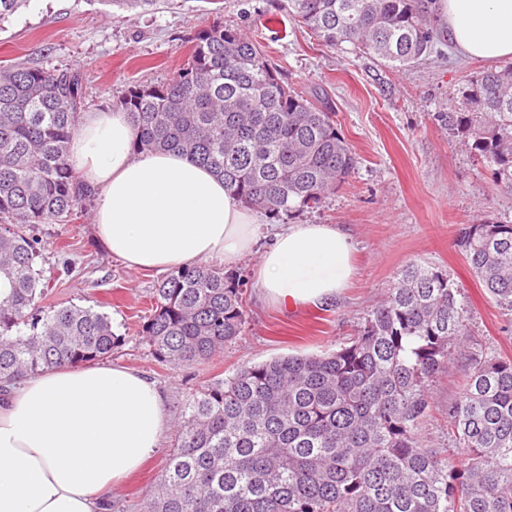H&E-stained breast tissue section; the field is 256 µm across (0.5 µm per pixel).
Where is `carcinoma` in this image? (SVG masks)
I'll list each match as a JSON object with an SVG mask.
<instances>
[{
  "mask_svg": "<svg viewBox=\"0 0 512 512\" xmlns=\"http://www.w3.org/2000/svg\"><path fill=\"white\" fill-rule=\"evenodd\" d=\"M30 0H0V21ZM295 20L406 70L438 51L431 0H288ZM86 90L74 69H0V382L112 356L121 339L91 307L42 310L41 224H73L94 194L68 161ZM117 106L132 152L178 151L270 219L318 208L358 157L326 94L284 84L264 46L216 21L161 83ZM512 189V64L490 67L440 116ZM459 245L512 327V221L466 224ZM244 279L208 262L152 291L142 338L175 368L219 355L243 331ZM466 371L448 402V447H425L429 383ZM143 512H512V358L474 347L461 287L411 263L352 341L324 354L238 367L190 397Z\"/></svg>",
  "mask_w": 512,
  "mask_h": 512,
  "instance_id": "1",
  "label": "carcinoma"
}]
</instances>
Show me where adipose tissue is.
I'll return each mask as SVG.
<instances>
[{
	"label": "adipose tissue",
	"instance_id": "1",
	"mask_svg": "<svg viewBox=\"0 0 512 512\" xmlns=\"http://www.w3.org/2000/svg\"><path fill=\"white\" fill-rule=\"evenodd\" d=\"M435 23L463 57L512 59V0H433ZM127 112L82 113L69 160L95 192L98 238L137 271L237 264L257 216L206 167L178 152L135 155ZM353 245L330 224H291L256 269L264 297L288 308L331 302L352 279ZM162 391L113 364L31 374L0 396V512H112V491L159 447Z\"/></svg>",
	"mask_w": 512,
	"mask_h": 512
}]
</instances>
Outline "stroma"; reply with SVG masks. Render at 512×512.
<instances>
[{
	"instance_id": "1",
	"label": "stroma",
	"mask_w": 512,
	"mask_h": 512,
	"mask_svg": "<svg viewBox=\"0 0 512 512\" xmlns=\"http://www.w3.org/2000/svg\"><path fill=\"white\" fill-rule=\"evenodd\" d=\"M218 15L259 36L297 91L329 96L359 164L323 207L296 212L289 221L341 228L354 247L355 273L328 304L283 310L265 303L255 269L277 223L261 218L251 254L233 267L247 281L241 336L213 359L175 368L160 362L140 333L160 273L129 269L112 256L95 236L92 213L66 235L60 225H41L48 246L37 265L54 273L45 310L71 304L106 313L121 338L112 363L141 372L166 397L170 421L160 446L136 477L114 490L112 512H139L174 449L181 408L196 391L245 363L333 351L350 342L408 263L447 272L462 287L472 333L486 349L512 358V333L504 332L499 307L471 275L459 246L464 225L492 215L512 220V190L498 185L490 167L437 120L455 111L486 62L446 47L415 68L396 71L368 55L325 46L295 22L288 0H158L145 13L112 8L107 0H31L0 21V66L79 70L88 111L111 108L129 86L171 78L190 38ZM61 244L75 262L67 274L59 270ZM463 384L457 363L431 383L434 408L419 429L428 446L447 447L444 412Z\"/></svg>"
}]
</instances>
